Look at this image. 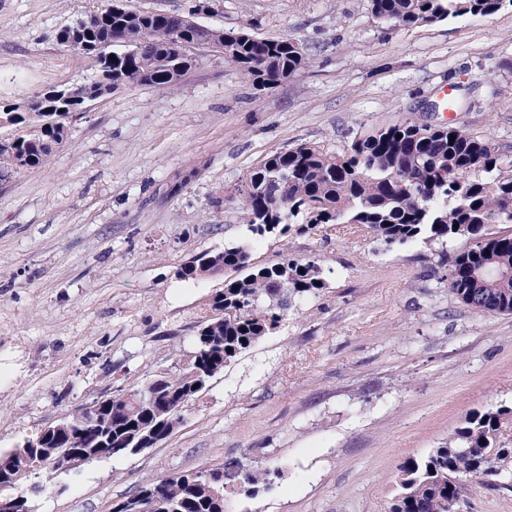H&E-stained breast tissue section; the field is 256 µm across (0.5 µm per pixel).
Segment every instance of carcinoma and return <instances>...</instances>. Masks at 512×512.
Listing matches in <instances>:
<instances>
[{
    "instance_id": "carcinoma-1",
    "label": "carcinoma",
    "mask_w": 512,
    "mask_h": 512,
    "mask_svg": "<svg viewBox=\"0 0 512 512\" xmlns=\"http://www.w3.org/2000/svg\"><path fill=\"white\" fill-rule=\"evenodd\" d=\"M504 5L505 0H368L373 17L400 29L451 17H490ZM179 43L205 45L261 87L309 62L289 39L204 29L190 15L117 6L99 16L82 46L70 49L96 68L78 88L97 99L119 86L171 90L194 63L175 50ZM41 98L38 111L29 106V97L0 105V173L40 168L66 142L72 111L81 103L60 101L52 87ZM228 201L241 209L242 241L201 252L177 271L184 280L228 274L224 289L208 302V315L198 321L192 350L145 383L99 401L93 420L81 410L68 415L58 437L44 447L95 448L110 435L123 439L126 454L133 455L139 436L148 430L166 440L208 388L211 377L204 368L222 371L273 333L288 310L325 288L323 273L312 261L254 262L250 240L256 236L359 224L386 249L436 244L440 261L448 264L453 295L485 314H512V279L474 277L478 270H512V232L490 231L493 224H512V160L464 127L397 120L356 134L339 150L305 143L275 151L247 174ZM460 239L466 246L453 248ZM144 391L154 395V406L141 401ZM511 421L512 406L469 412L437 447L399 467L390 512H456L466 477L511 492L512 439L503 433ZM60 463L53 454L34 459L13 448L0 452V481L20 487L43 466ZM237 465L235 460L206 471L147 477L138 493L112 504V512H224L226 492L253 497L271 484L268 467L253 465L236 473Z\"/></svg>"
}]
</instances>
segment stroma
Masks as SVG:
<instances>
[{"instance_id":"35a3bbf8","label":"stroma","mask_w":512,"mask_h":512,"mask_svg":"<svg viewBox=\"0 0 512 512\" xmlns=\"http://www.w3.org/2000/svg\"><path fill=\"white\" fill-rule=\"evenodd\" d=\"M199 23L291 39L310 64L257 89L207 51L172 91L93 101L38 169L0 178V450L191 348L220 275L195 254L239 241L227 197L266 155L343 148L405 118L466 127L512 156V6L412 29L367 0H209ZM104 0H0V104L92 77L53 38ZM256 262L312 260L325 288L218 373L170 438L34 475V512H112L143 477L231 460L280 468L227 512H388L407 459L474 409L512 406V314L448 287L434 246L383 250L363 227L253 241ZM462 512H512L473 477Z\"/></svg>"}]
</instances>
